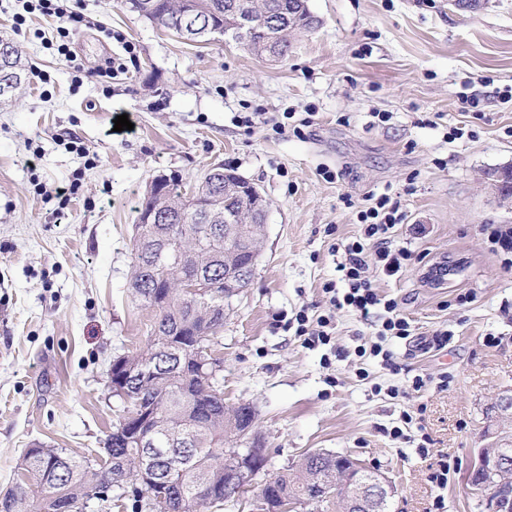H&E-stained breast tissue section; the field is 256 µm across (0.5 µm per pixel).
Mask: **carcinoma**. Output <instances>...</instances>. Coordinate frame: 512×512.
<instances>
[{
	"instance_id": "1",
	"label": "carcinoma",
	"mask_w": 512,
	"mask_h": 512,
	"mask_svg": "<svg viewBox=\"0 0 512 512\" xmlns=\"http://www.w3.org/2000/svg\"><path fill=\"white\" fill-rule=\"evenodd\" d=\"M132 7L147 20L194 43H207L217 35H229L248 53L278 62L288 56L290 36L311 29L316 23L308 0H131ZM251 7L257 15L256 27L240 31L234 26L235 11L241 5ZM25 74L22 52L10 41L0 39V96L21 84ZM243 178L222 167L207 170L194 187L201 199L213 200L224 215L238 217L247 210L249 200L235 191H224V184L239 183ZM142 208L154 209L168 218L170 224H181L186 230L173 232L182 249L184 271L167 272L175 282L180 275L217 282L224 279V263L248 269L253 266L249 243L259 246L265 235L261 224H240L239 241L229 244L224 235L226 224L207 230L198 210L187 204V197L177 185L165 180L149 185ZM150 244L134 236L130 284L145 306L148 285L160 272L151 267L146 251ZM224 316V297L210 288L196 297L175 294L172 303L156 311L148 344L141 352L122 357L134 373L142 367L159 374L138 380L143 390L141 408L154 414L158 441L143 447L125 443L108 435L104 448L88 455L73 456L63 449L51 448L42 458L25 449L16 464L14 488L23 493L0 500V512H58L59 502L92 501L100 478L111 470H122L134 485L120 487L117 499L132 501V507H150L161 489L142 479L140 469L154 471V479L172 476L179 483L173 493L187 496L183 512H203L213 503L199 496V488L209 485L223 490L228 479L225 457L236 448L238 431L255 420V412L242 404L228 409L224 392L213 388L205 376L182 372L179 360L198 355L191 330L210 325L208 315ZM336 471V458L301 457L296 464L273 475H266L271 485L261 488L267 512H277L281 497L319 498L323 476ZM59 494L61 501L42 495L43 481Z\"/></svg>"
}]
</instances>
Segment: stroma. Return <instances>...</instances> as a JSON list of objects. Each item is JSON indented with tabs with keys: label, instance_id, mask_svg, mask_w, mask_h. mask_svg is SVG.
<instances>
[{
	"label": "stroma",
	"instance_id": "1",
	"mask_svg": "<svg viewBox=\"0 0 512 512\" xmlns=\"http://www.w3.org/2000/svg\"><path fill=\"white\" fill-rule=\"evenodd\" d=\"M82 6L70 64L45 44L60 19L33 13L18 27L17 0H0V36L30 66L0 97V495L24 449L103 448L121 418L112 362L144 346L155 317L129 286L146 190L159 176L191 189L221 163L268 207L252 281L224 302L218 386L226 405L255 408L274 469L313 450L349 454L392 481L391 512H430L439 494L444 512H485L466 474L486 443V409L512 389V269L482 230L512 225V203L487 177L512 164V0H309L317 23L292 36L281 62L224 37L187 42L130 0ZM111 59L125 70L107 83L95 72ZM467 95L479 105L464 107ZM285 112L313 123L276 133ZM123 114L132 127L114 132ZM455 127L464 135L449 139ZM73 183L59 202L57 189ZM372 193L399 202L398 237L416 254L379 289L415 333L442 323L454 332L425 355L396 341L394 372L356 356L376 330L346 311L326 346L304 348L287 326L300 310L327 311L332 246L354 233ZM469 290L476 300L456 305ZM444 372L447 390L388 394ZM419 408L433 439L425 457L390 435ZM443 457L451 473L440 491L429 474Z\"/></svg>",
	"mask_w": 512,
	"mask_h": 512
}]
</instances>
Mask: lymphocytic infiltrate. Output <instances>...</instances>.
<instances>
[{"label": "lymphocytic infiltrate", "mask_w": 512, "mask_h": 512, "mask_svg": "<svg viewBox=\"0 0 512 512\" xmlns=\"http://www.w3.org/2000/svg\"><path fill=\"white\" fill-rule=\"evenodd\" d=\"M40 12L67 19V26L57 28V51L68 55V41L74 29L84 22L81 12L65 7L62 0H22V11L16 16L17 24H24L27 14ZM359 230L341 244L342 256L336 265L339 283H327L323 291L331 307L329 313L310 319L306 312H298L295 334L308 346L326 345L331 341L334 328L333 312L344 309L364 321H374L378 342L359 347V356L380 360L382 365L394 364L390 341L406 340L412 334L411 324L400 310L397 298L380 292L377 278H396L407 269L414 253L397 239V231L405 220L397 201L382 194L373 205L358 213Z\"/></svg>", "instance_id": "1"}]
</instances>
